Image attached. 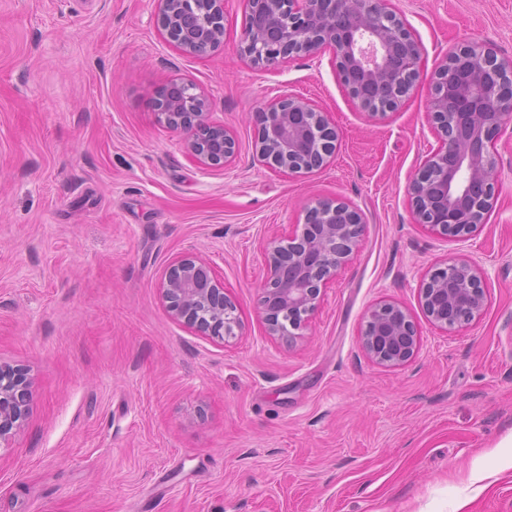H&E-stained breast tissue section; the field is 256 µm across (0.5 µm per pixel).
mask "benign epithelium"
Returning <instances> with one entry per match:
<instances>
[{
    "label": "benign epithelium",
    "instance_id": "benign-epithelium-1",
    "mask_svg": "<svg viewBox=\"0 0 512 512\" xmlns=\"http://www.w3.org/2000/svg\"><path fill=\"white\" fill-rule=\"evenodd\" d=\"M158 23L182 52L200 54L224 36L223 0H156ZM194 11V32L181 37L176 25ZM327 49L343 86L371 118L396 110L412 89L422 50L389 0H246L239 53L257 67L310 57ZM512 71L476 43L460 46L436 69L428 120L440 146L410 181L407 194L417 223L445 238H459L482 225L497 191L493 152L499 128L512 121V99L484 78L491 67ZM210 99L193 83L171 81L156 94L157 121L184 134L194 162L228 166L238 145L234 134L210 120ZM257 160L270 170L308 173L327 164L338 132L327 113L308 99L285 94L254 113ZM364 233L361 214L344 202L322 200L306 208L304 224L285 238L263 243L265 274L261 314L267 336L289 346L304 330L325 289L357 251ZM159 291L176 322L212 340L225 341L242 329L237 305L203 256L183 253L164 268ZM424 314L448 332L477 320L486 306L482 266L467 254L447 260L420 288ZM374 364L400 368L417 355L420 335L403 305L383 300L366 311L360 334ZM31 381L19 368L0 363V447L26 423Z\"/></svg>",
    "mask_w": 512,
    "mask_h": 512
}]
</instances>
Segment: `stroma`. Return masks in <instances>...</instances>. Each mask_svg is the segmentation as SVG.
<instances>
[{
  "instance_id": "1",
  "label": "stroma",
  "mask_w": 512,
  "mask_h": 512,
  "mask_svg": "<svg viewBox=\"0 0 512 512\" xmlns=\"http://www.w3.org/2000/svg\"><path fill=\"white\" fill-rule=\"evenodd\" d=\"M391 3L422 62L402 105L372 120L330 52L241 58L245 0H224L223 40L202 55L166 38L155 0H0V363L34 379L30 416L0 449V512H512V123L476 232H428L407 196L439 146L438 63L466 42L512 57V0ZM173 80L208 93L238 141L230 165L190 163L157 121L155 91ZM286 93L339 131L319 170L253 158V112ZM317 200L354 206L365 230L288 346L260 313L262 242ZM189 250L235 299L241 336L170 318L159 279ZM458 253L486 270L487 304L446 334L419 288ZM381 300L418 326L401 368L360 347Z\"/></svg>"
}]
</instances>
